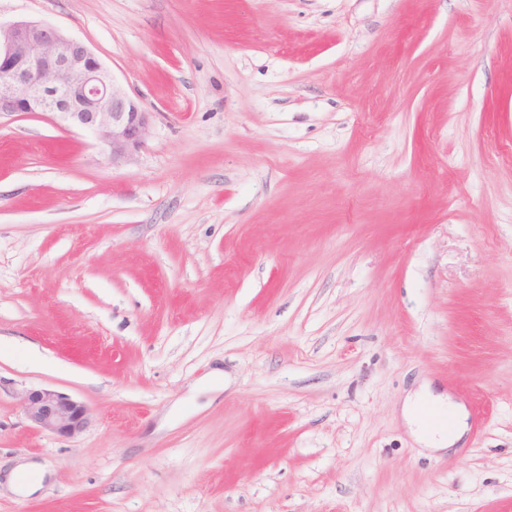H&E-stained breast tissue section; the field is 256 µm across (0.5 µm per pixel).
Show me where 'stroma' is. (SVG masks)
Here are the masks:
<instances>
[{
	"label": "stroma",
	"mask_w": 512,
	"mask_h": 512,
	"mask_svg": "<svg viewBox=\"0 0 512 512\" xmlns=\"http://www.w3.org/2000/svg\"><path fill=\"white\" fill-rule=\"evenodd\" d=\"M150 111L0 116V512H512V0H0ZM431 381L451 451L402 415ZM84 402L67 438L28 390ZM22 411L34 426L61 436L74 437L91 424L86 404L48 388L26 392L22 400ZM441 397H443L444 399L447 398V404L450 406V408L453 410L454 414L457 417L456 425L449 430L437 428L430 433H423L421 431L420 425L415 416V405L420 399L430 398L428 394H419L415 399L407 398V400L404 403V414L416 428L414 434L416 436L417 441L424 444L425 446H427L426 448L433 451L447 450L448 448H452L462 438L465 432V425L463 423V407L457 403L450 401L451 399L448 395H444ZM22 475H32V478L27 481H22ZM12 481L14 486L19 489L20 492L25 495H32L41 488L42 475L39 472L38 466L32 463H27L16 469L12 476Z\"/></svg>",
	"instance_id": "obj_1"
}]
</instances>
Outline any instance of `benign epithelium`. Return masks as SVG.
<instances>
[{
  "label": "benign epithelium",
  "instance_id": "benign-epithelium-1",
  "mask_svg": "<svg viewBox=\"0 0 512 512\" xmlns=\"http://www.w3.org/2000/svg\"><path fill=\"white\" fill-rule=\"evenodd\" d=\"M16 113L51 114L91 133L114 166L144 147L151 124V113L82 40L39 20L0 22V116ZM22 411L61 436L91 424L86 404L48 388L26 392Z\"/></svg>",
  "mask_w": 512,
  "mask_h": 512
}]
</instances>
